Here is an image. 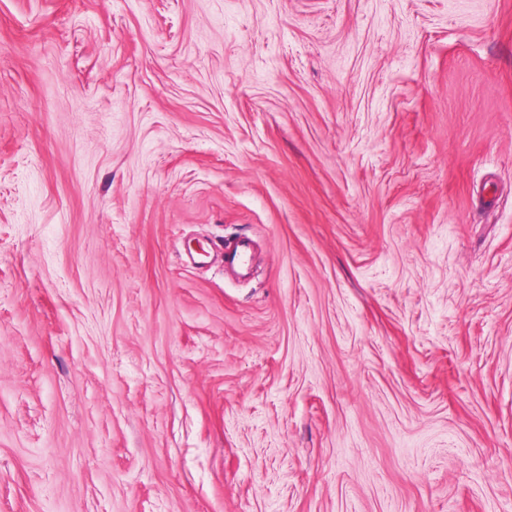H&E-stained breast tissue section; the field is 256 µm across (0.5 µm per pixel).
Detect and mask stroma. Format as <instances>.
Returning <instances> with one entry per match:
<instances>
[{
	"label": "stroma",
	"mask_w": 512,
	"mask_h": 512,
	"mask_svg": "<svg viewBox=\"0 0 512 512\" xmlns=\"http://www.w3.org/2000/svg\"><path fill=\"white\" fill-rule=\"evenodd\" d=\"M0 512H512V0H0ZM250 240L243 238L232 246H224V266L244 270L249 265Z\"/></svg>",
	"instance_id": "1"
}]
</instances>
